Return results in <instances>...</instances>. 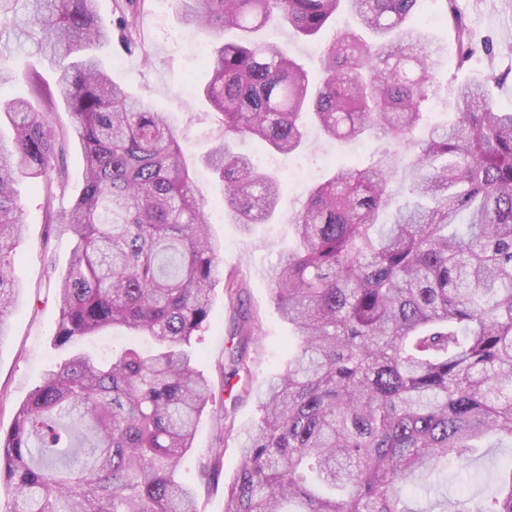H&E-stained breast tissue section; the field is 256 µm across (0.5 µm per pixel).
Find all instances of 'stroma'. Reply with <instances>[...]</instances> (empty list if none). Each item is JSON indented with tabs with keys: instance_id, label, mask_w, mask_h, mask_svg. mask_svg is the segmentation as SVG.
Returning <instances> with one entry per match:
<instances>
[{
	"instance_id": "1",
	"label": "stroma",
	"mask_w": 512,
	"mask_h": 512,
	"mask_svg": "<svg viewBox=\"0 0 512 512\" xmlns=\"http://www.w3.org/2000/svg\"><path fill=\"white\" fill-rule=\"evenodd\" d=\"M459 6L477 35L490 36L501 48L512 47V0H459ZM135 23V46L128 49L119 40H112L100 52L103 65L114 80L135 94L151 98L173 119L185 160L197 172L195 192L210 205L212 235L224 245V277L238 285L241 293V304L235 307L228 303L223 286H216L211 293L208 323L193 343L195 366L209 380L213 399L181 466L182 477L195 489L197 512H224V484L240 467L244 433L259 420V396L288 361L290 328L273 299L266 271L291 245L292 218L310 187L333 167L370 162L387 142L373 135L339 142L311 126L304 146L296 154L281 156L257 139L231 140L233 151L250 155L281 182V201L271 222L243 231L225 211L221 188L202 165L219 128L217 116L200 94L210 78L205 49L212 43L211 36L185 27L168 0H138ZM411 23L440 50L431 116L436 121L445 119L444 105L451 86L480 78L484 65L475 61L469 68L458 69L461 47L437 0H423ZM17 190L25 231L10 274L23 290L8 332L0 338L1 432L10 429L18 407L63 358L62 351L54 346L59 320L56 288L73 248L71 236L46 221L43 187L25 179ZM240 344L245 347L248 382L228 387L224 369ZM217 446L222 449L220 472L217 482L210 484L201 479L199 464ZM511 460L512 447H506L492 449L468 467L449 463L448 478L441 481L436 497L426 498L413 486L408 487L406 496L416 512H429L445 500L454 503L481 496L488 479L498 477Z\"/></svg>"
}]
</instances>
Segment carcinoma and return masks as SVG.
Instances as JSON below:
<instances>
[{
    "label": "carcinoma",
    "mask_w": 512,
    "mask_h": 512,
    "mask_svg": "<svg viewBox=\"0 0 512 512\" xmlns=\"http://www.w3.org/2000/svg\"><path fill=\"white\" fill-rule=\"evenodd\" d=\"M420 0H173L184 24L213 37L202 95L223 139L203 163L224 185V209L248 230L270 222L279 180L231 150L252 136L290 155L311 122L331 139L376 135L390 147L340 167L295 214V246L268 279L291 327V355L259 403L262 416L224 486V512H418L402 497L430 494L448 459L512 444V112L498 111L502 74L451 89L453 119L428 118L438 49L408 24ZM471 44L457 0H439ZM95 0H0V47L30 43L58 59L56 89L26 77L34 100L0 101L14 130L0 156V338L19 286L9 275L21 236L15 183L65 196L60 158L81 145L83 184L58 214L75 241L57 289L64 361L33 389L0 434L7 512H195L179 476L210 400L190 347L204 329L222 245L209 232L169 116L113 81L96 55L118 33ZM346 10L358 28L325 42L312 77L254 34L274 20L303 37ZM235 30L234 42L224 41ZM71 129L54 122L55 97ZM399 184L412 197L381 219ZM150 347L91 354L110 329ZM441 512H512V462L497 487Z\"/></svg>",
    "instance_id": "carcinoma-1"
}]
</instances>
